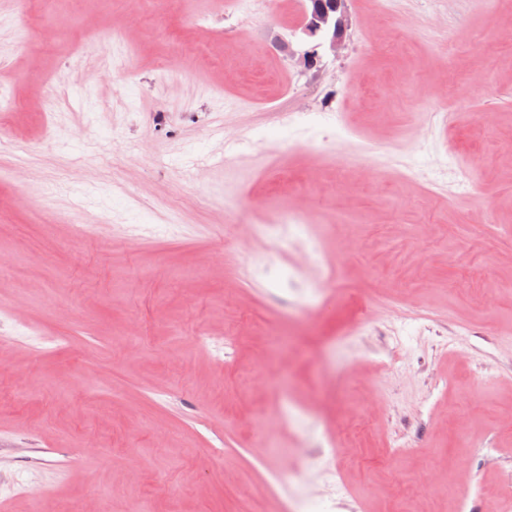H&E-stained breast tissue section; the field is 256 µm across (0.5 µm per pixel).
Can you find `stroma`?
<instances>
[{"mask_svg": "<svg viewBox=\"0 0 512 512\" xmlns=\"http://www.w3.org/2000/svg\"><path fill=\"white\" fill-rule=\"evenodd\" d=\"M302 7L0 0V512L512 501V15L346 0L308 70Z\"/></svg>", "mask_w": 512, "mask_h": 512, "instance_id": "35a3bbf8", "label": "stroma"}]
</instances>
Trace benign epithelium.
Instances as JSON below:
<instances>
[{"instance_id":"benign-epithelium-1","label":"benign epithelium","mask_w":512,"mask_h":512,"mask_svg":"<svg viewBox=\"0 0 512 512\" xmlns=\"http://www.w3.org/2000/svg\"><path fill=\"white\" fill-rule=\"evenodd\" d=\"M345 0H304L301 18L295 29L296 43L277 38L275 44L285 57L305 68L316 66L318 48L336 51L347 28Z\"/></svg>"}]
</instances>
